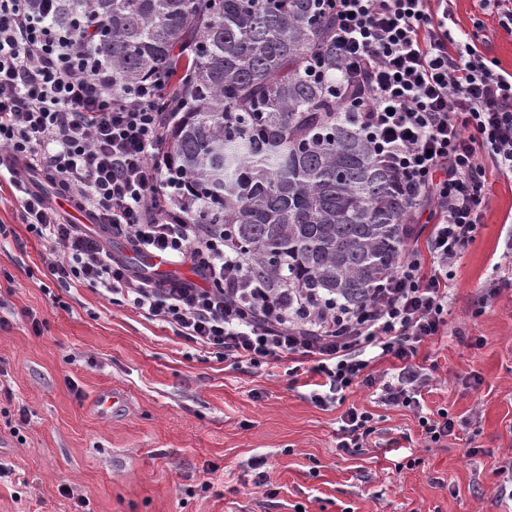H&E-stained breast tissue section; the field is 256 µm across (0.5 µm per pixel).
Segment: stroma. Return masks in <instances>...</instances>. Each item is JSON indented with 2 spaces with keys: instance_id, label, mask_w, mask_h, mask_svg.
<instances>
[{
  "instance_id": "1",
  "label": "stroma",
  "mask_w": 512,
  "mask_h": 512,
  "mask_svg": "<svg viewBox=\"0 0 512 512\" xmlns=\"http://www.w3.org/2000/svg\"><path fill=\"white\" fill-rule=\"evenodd\" d=\"M451 9L480 52L512 72L500 14L479 0ZM487 180L485 223L454 266L448 328L416 357L430 376L426 409L466 421L432 446L415 416L382 405L375 389L322 409L287 365L232 369L91 288L59 287L44 242L0 190V223L15 231L0 241V292L12 293L0 409L26 410L16 427L0 419V463L15 472L0 480V512H75V494L85 512H512L497 493L512 459V290L477 306L512 241V177L491 169ZM110 389L126 403L108 420L92 400ZM354 405L378 423L350 455L338 438Z\"/></svg>"
}]
</instances>
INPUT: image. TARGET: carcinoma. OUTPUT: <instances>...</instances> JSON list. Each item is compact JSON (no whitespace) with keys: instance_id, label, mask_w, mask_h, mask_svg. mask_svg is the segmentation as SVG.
<instances>
[{"instance_id":"1","label":"carcinoma","mask_w":512,"mask_h":512,"mask_svg":"<svg viewBox=\"0 0 512 512\" xmlns=\"http://www.w3.org/2000/svg\"><path fill=\"white\" fill-rule=\"evenodd\" d=\"M320 2L60 0L55 22L94 26L115 94L174 72L156 108L180 113L167 148L192 223L224 225L273 282L358 304L404 253L408 204L341 117Z\"/></svg>"}]
</instances>
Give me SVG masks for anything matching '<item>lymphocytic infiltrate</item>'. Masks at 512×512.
Here are the masks:
<instances>
[{"instance_id": "obj_1", "label": "lymphocytic infiltrate", "mask_w": 512, "mask_h": 512, "mask_svg": "<svg viewBox=\"0 0 512 512\" xmlns=\"http://www.w3.org/2000/svg\"><path fill=\"white\" fill-rule=\"evenodd\" d=\"M332 16L337 85L355 95L345 118L396 172L423 246H411L359 306L269 282L220 224H193L184 185L168 165L173 113L154 107L169 85L154 74L112 93V69L88 51L90 35L55 25L58 0H0V151L31 233L47 242L58 285L81 284L128 306L238 369L285 361L321 379L323 406L357 386H380L383 405L412 411L425 443L455 432L447 409L424 411L429 376L414 358L448 327L456 261L484 224L487 167L512 175V73L497 71L468 32H453L448 0H323ZM43 172L97 230L62 222L25 180ZM137 253L189 266L191 279L159 280L107 249L105 235ZM402 367L377 383L375 361ZM339 448L353 454L375 434L372 412L349 407Z\"/></svg>"}]
</instances>
